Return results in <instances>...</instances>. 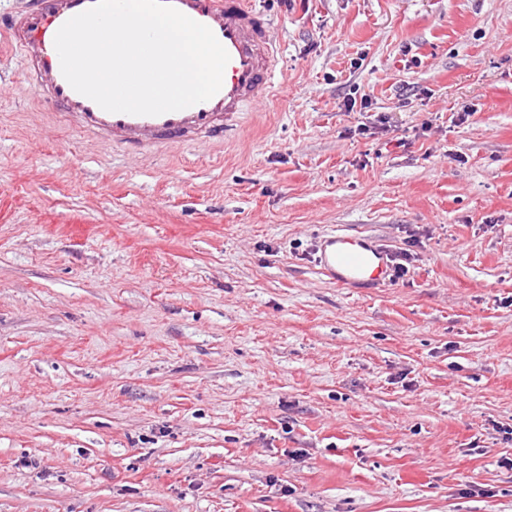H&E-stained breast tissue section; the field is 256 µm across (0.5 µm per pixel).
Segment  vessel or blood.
Wrapping results in <instances>:
<instances>
[{"instance_id": "b4317fda", "label": "vessel or blood", "mask_w": 512, "mask_h": 512, "mask_svg": "<svg viewBox=\"0 0 512 512\" xmlns=\"http://www.w3.org/2000/svg\"><path fill=\"white\" fill-rule=\"evenodd\" d=\"M94 0H23L0 18L19 52L24 81L83 138L102 140L136 155L152 156L169 145H208L241 135L248 107L265 100L275 86L281 48L266 16L253 0H171L206 25L229 54L220 91L209 100L157 116L112 113L76 92L64 78L54 38L71 17ZM319 267L341 286H384L388 255L370 239L341 231L320 241Z\"/></svg>"}]
</instances>
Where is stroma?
Segmentation results:
<instances>
[{
    "label": "stroma",
    "mask_w": 512,
    "mask_h": 512,
    "mask_svg": "<svg viewBox=\"0 0 512 512\" xmlns=\"http://www.w3.org/2000/svg\"><path fill=\"white\" fill-rule=\"evenodd\" d=\"M253 2L277 86L150 158L0 37V512H512V0ZM342 231L321 238L320 271L339 286L383 288L390 275L386 251L366 237Z\"/></svg>",
    "instance_id": "obj_1"
}]
</instances>
